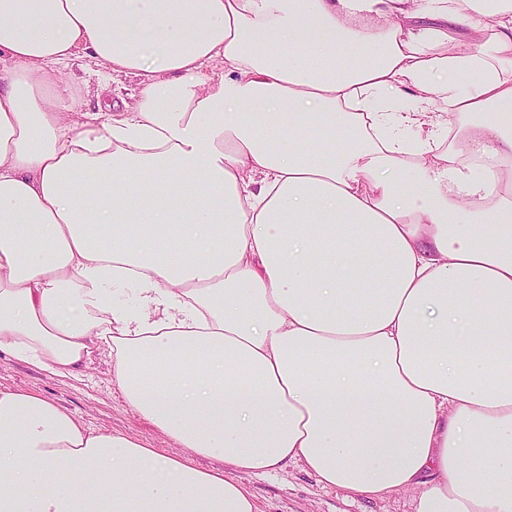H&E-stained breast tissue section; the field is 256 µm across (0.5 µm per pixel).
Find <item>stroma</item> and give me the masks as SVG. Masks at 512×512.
<instances>
[{"instance_id": "1", "label": "stroma", "mask_w": 512, "mask_h": 512, "mask_svg": "<svg viewBox=\"0 0 512 512\" xmlns=\"http://www.w3.org/2000/svg\"><path fill=\"white\" fill-rule=\"evenodd\" d=\"M0 386L40 393L95 429L123 433L161 451L173 448L170 438L128 408L112 379L108 349L93 350L81 382L1 357ZM241 480L253 494L256 512H415L413 492L367 499L320 485L298 461L284 471L263 477L245 474Z\"/></svg>"}]
</instances>
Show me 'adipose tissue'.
Wrapping results in <instances>:
<instances>
[{"label": "adipose tissue", "instance_id": "adipose-tissue-1", "mask_svg": "<svg viewBox=\"0 0 512 512\" xmlns=\"http://www.w3.org/2000/svg\"><path fill=\"white\" fill-rule=\"evenodd\" d=\"M101 347L177 452L0 388V512H512V0H0V354ZM95 65L93 61L86 57L74 60L66 69L64 75L69 79L83 94L84 98L89 101L92 108H96L99 101L96 93L100 81L104 83V79L96 75ZM253 493L257 512H415L414 492L366 499L336 487H323L302 462L263 477L241 475Z\"/></svg>", "mask_w": 512, "mask_h": 512}]
</instances>
